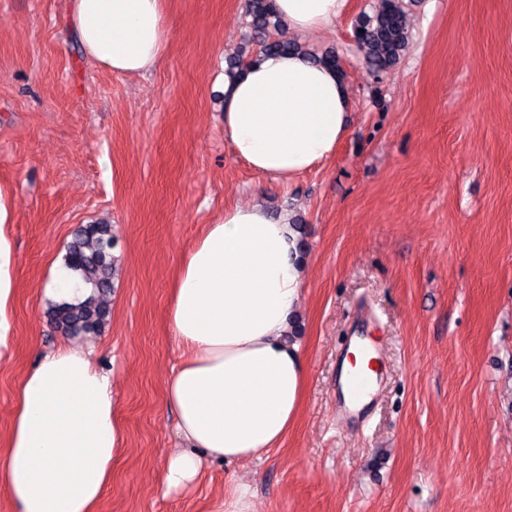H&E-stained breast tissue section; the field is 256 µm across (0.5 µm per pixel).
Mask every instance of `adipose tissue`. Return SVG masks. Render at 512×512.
<instances>
[{
  "label": "adipose tissue",
  "mask_w": 512,
  "mask_h": 512,
  "mask_svg": "<svg viewBox=\"0 0 512 512\" xmlns=\"http://www.w3.org/2000/svg\"><path fill=\"white\" fill-rule=\"evenodd\" d=\"M348 0H273L288 31L335 27ZM85 55L119 75L145 74L166 56L174 28L164 0H69ZM350 96L334 69L304 54L250 62L224 81V137L264 178L289 182L323 165L347 138ZM0 209V359L10 352L16 299L9 227ZM290 211L226 209L184 252L167 316L182 351L165 384L176 413L166 483L191 489L210 463H240L281 447L301 405L304 369L286 336L305 282ZM93 345L41 354L23 375L0 458L13 512H96L112 479L121 428L112 374Z\"/></svg>",
  "instance_id": "obj_1"
}]
</instances>
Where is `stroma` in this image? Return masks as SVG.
Listing matches in <instances>:
<instances>
[{"mask_svg":"<svg viewBox=\"0 0 512 512\" xmlns=\"http://www.w3.org/2000/svg\"><path fill=\"white\" fill-rule=\"evenodd\" d=\"M375 3L299 35L338 51L351 132L283 185L224 138L227 61L255 53L245 0H167L170 48L144 75L87 59L67 0H0V205L17 255L0 438L37 350L65 340L43 282L75 228L110 224L118 279L94 359L123 440L97 512H210L233 479L253 485L254 512H512V0H412L411 43L380 80L353 41ZM253 204L303 228V402L281 447L173 493L175 273L203 225ZM354 335L377 338L385 377L355 427L336 386Z\"/></svg>","mask_w":512,"mask_h":512,"instance_id":"stroma-1","label":"stroma"}]
</instances>
